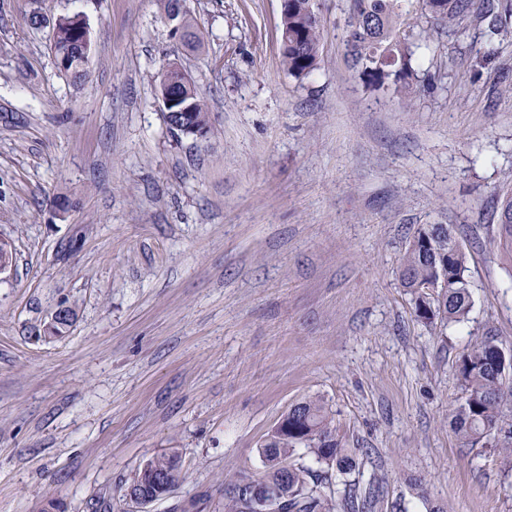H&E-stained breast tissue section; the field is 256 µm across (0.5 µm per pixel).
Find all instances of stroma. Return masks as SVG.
Segmentation results:
<instances>
[{
	"instance_id": "35a3bbf8",
	"label": "stroma",
	"mask_w": 512,
	"mask_h": 512,
	"mask_svg": "<svg viewBox=\"0 0 512 512\" xmlns=\"http://www.w3.org/2000/svg\"><path fill=\"white\" fill-rule=\"evenodd\" d=\"M204 48L158 0H0V512H223L263 470L288 408L322 399L376 512H512V455L463 444L457 364L512 353V33L435 30L414 98L369 91L323 0L317 68L288 74L280 0H184ZM92 39L86 80L51 52L58 17ZM178 62L209 110L173 135L158 99ZM72 205L59 210L58 196ZM453 226L472 308L418 318L400 281L414 231ZM70 330H40L59 304ZM173 450L182 475L138 509L126 480ZM499 245L505 254L512 250V190L507 191L502 198L500 211L497 216Z\"/></svg>"
}]
</instances>
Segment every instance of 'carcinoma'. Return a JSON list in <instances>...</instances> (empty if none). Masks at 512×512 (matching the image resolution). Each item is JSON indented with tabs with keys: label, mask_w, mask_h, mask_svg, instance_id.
I'll use <instances>...</instances> for the list:
<instances>
[{
	"label": "carcinoma",
	"mask_w": 512,
	"mask_h": 512,
	"mask_svg": "<svg viewBox=\"0 0 512 512\" xmlns=\"http://www.w3.org/2000/svg\"><path fill=\"white\" fill-rule=\"evenodd\" d=\"M167 17L175 19L182 38L194 48L202 46L194 20L180 10L179 0H162ZM346 56L351 68L366 88L392 92L403 98L414 94L417 74L412 66L413 47L430 39L429 29L410 22L420 15L426 22L461 37L478 22L490 36L507 31L512 16V0H346ZM321 0H288V48L282 52L288 74L301 78L319 63L323 29ZM53 51L59 72L74 83L85 78L86 36L89 30L71 16L56 19ZM176 83L168 86L173 95L191 104L187 121L209 126L207 107L194 82L175 66L169 67ZM499 245L512 252V190L503 195L497 216ZM436 225L417 229L402 259L403 287L415 293L423 283L436 282L442 292L439 307L417 296L418 317L438 318L443 324L464 321L472 307L465 279V256L454 243L452 233H435ZM504 351L491 337L475 343L460 358L458 376L462 401L453 411V427L465 444L475 445L498 437L496 447L512 454V420L504 418L505 405L512 403V369L503 366ZM288 433L281 431L261 445L264 470L259 477L270 484L274 512H369L375 507L373 492L358 487L339 491L333 488L332 474H346L356 467L351 449L337 434L333 417L319 399H306L283 414ZM320 465L312 468L300 462L298 450ZM336 464H325L326 455ZM150 469L158 476H179V457L162 452L140 465L127 483L136 496L154 499L164 494L144 474ZM256 476L243 473L224 486V512H254L243 497L241 487Z\"/></svg>",
	"instance_id": "obj_1"
}]
</instances>
